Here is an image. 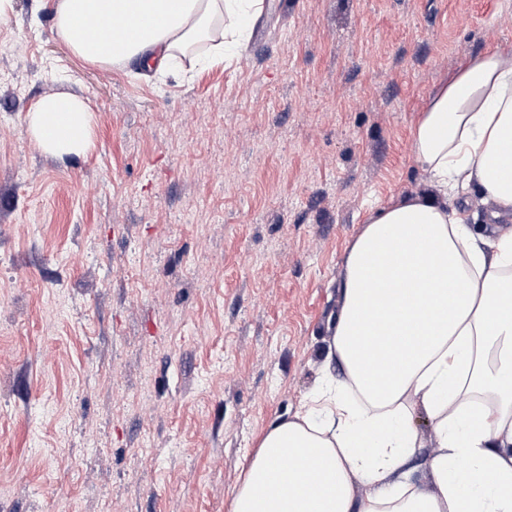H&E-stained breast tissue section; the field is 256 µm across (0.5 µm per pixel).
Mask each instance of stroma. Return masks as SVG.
Listing matches in <instances>:
<instances>
[{
  "label": "stroma",
  "mask_w": 512,
  "mask_h": 512,
  "mask_svg": "<svg viewBox=\"0 0 512 512\" xmlns=\"http://www.w3.org/2000/svg\"><path fill=\"white\" fill-rule=\"evenodd\" d=\"M512 0H264L232 63L73 54L50 0L0 17V512H226L329 360L348 248L426 182L414 124ZM83 96L92 146L31 142ZM410 466L429 482L433 426ZM93 118L90 105L82 97L46 95L27 113V132L42 153L63 159L90 148Z\"/></svg>",
  "instance_id": "obj_1"
}]
</instances>
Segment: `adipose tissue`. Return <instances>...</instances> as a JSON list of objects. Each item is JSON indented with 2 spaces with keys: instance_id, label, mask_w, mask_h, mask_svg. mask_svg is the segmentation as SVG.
<instances>
[{
  "instance_id": "ef3b65f1",
  "label": "adipose tissue",
  "mask_w": 512,
  "mask_h": 512,
  "mask_svg": "<svg viewBox=\"0 0 512 512\" xmlns=\"http://www.w3.org/2000/svg\"><path fill=\"white\" fill-rule=\"evenodd\" d=\"M262 0H55L54 29L98 65L151 67L211 39L232 60ZM94 114L76 95L26 116L42 153H85ZM428 188L366 220L340 286L330 352L305 412L262 435L229 512H512V229L475 236L456 203L476 187L491 218L512 215V50L468 58L412 132ZM433 421L430 485L412 480L415 410ZM364 494H357V485Z\"/></svg>"
}]
</instances>
